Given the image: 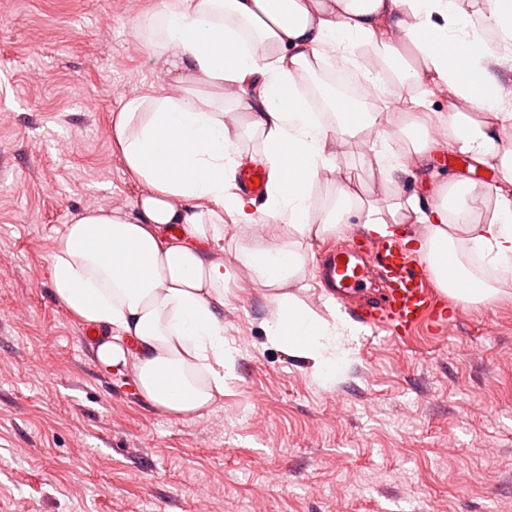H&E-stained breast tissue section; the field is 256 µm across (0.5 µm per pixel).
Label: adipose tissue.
Segmentation results:
<instances>
[{"mask_svg": "<svg viewBox=\"0 0 512 512\" xmlns=\"http://www.w3.org/2000/svg\"><path fill=\"white\" fill-rule=\"evenodd\" d=\"M138 27L162 86L123 100L112 125L126 170L144 187L126 210L95 209L66 225L52 260L58 303L103 329L96 358L105 369H133L139 395L167 416L190 420L211 409L232 375L236 349L224 334V304L239 266L208 259L224 221L246 227L273 221L270 239L242 253L243 266L272 292L268 343L307 360L322 386L336 383L356 349V327L328 304L304 305L285 287L302 270L298 246L352 226L400 238L429 265L438 288L459 302L493 308L512 282V148L504 144L512 112L485 66L484 32L512 52V0L468 11L462 0H162ZM371 47L404 90L443 85L448 109L412 97V111L368 110L364 102L318 88L312 111L302 87L328 53L356 63ZM246 115V135L263 148L241 152L224 122L226 104ZM375 130L371 159L379 172L420 168L447 149L497 170L491 219L466 182L436 186L430 202L365 203L342 166L351 139ZM442 130L435 138L434 130ZM410 145L390 148L397 136ZM268 173L262 208L231 192L227 177L244 160ZM336 185L330 219L315 222L312 190ZM477 259L494 281L467 265Z\"/></svg>", "mask_w": 512, "mask_h": 512, "instance_id": "adipose-tissue-1", "label": "adipose tissue"}]
</instances>
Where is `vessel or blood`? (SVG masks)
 <instances>
[{
	"label": "vessel or blood",
	"mask_w": 512,
	"mask_h": 512,
	"mask_svg": "<svg viewBox=\"0 0 512 512\" xmlns=\"http://www.w3.org/2000/svg\"><path fill=\"white\" fill-rule=\"evenodd\" d=\"M370 267L385 289L379 297L357 304L352 310L355 319L399 340L425 324L439 323L446 304L428 276L427 264L410 258L393 242H379L366 258L347 248L331 251L321 273L341 297L361 288Z\"/></svg>",
	"instance_id": "obj_1"
}]
</instances>
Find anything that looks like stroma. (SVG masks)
<instances>
[{
  "instance_id": "stroma-1",
  "label": "stroma",
  "mask_w": 512,
  "mask_h": 512,
  "mask_svg": "<svg viewBox=\"0 0 512 512\" xmlns=\"http://www.w3.org/2000/svg\"><path fill=\"white\" fill-rule=\"evenodd\" d=\"M160 0H0V512H512V285L496 307L448 300V329L406 340L363 329L335 387L270 346V289L240 269L224 306L234 375L202 416L155 410L131 370L103 369L55 299L51 260L88 209L130 207L112 121L159 91L137 21ZM370 137L343 163L364 199L429 196L466 176L494 209L498 173L447 153L378 173ZM356 230L304 243L291 292L324 312L316 266Z\"/></svg>"
}]
</instances>
